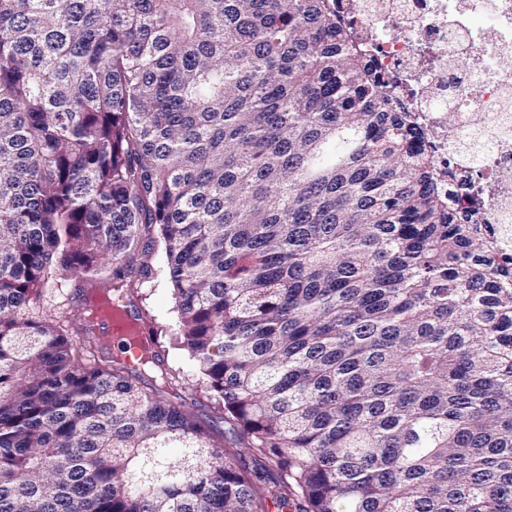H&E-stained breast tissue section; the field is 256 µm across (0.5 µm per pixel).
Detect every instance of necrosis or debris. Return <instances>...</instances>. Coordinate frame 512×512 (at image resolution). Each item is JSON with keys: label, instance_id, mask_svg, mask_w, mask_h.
Masks as SVG:
<instances>
[{"label": "necrosis or debris", "instance_id": "necrosis-or-debris-1", "mask_svg": "<svg viewBox=\"0 0 512 512\" xmlns=\"http://www.w3.org/2000/svg\"><path fill=\"white\" fill-rule=\"evenodd\" d=\"M360 47L395 75L464 223L512 257V0H342Z\"/></svg>", "mask_w": 512, "mask_h": 512}]
</instances>
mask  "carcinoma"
<instances>
[{"mask_svg":"<svg viewBox=\"0 0 512 512\" xmlns=\"http://www.w3.org/2000/svg\"><path fill=\"white\" fill-rule=\"evenodd\" d=\"M390 83L336 0H0V512H512V267ZM154 266L157 274L154 275L155 277L151 283L144 285L140 290L143 296L146 297L143 303L150 308L159 322L172 327L178 320V314L165 278V258L163 254L159 253L155 256ZM172 335L160 336L159 337V350L161 351L162 357L164 358V364L172 371L176 372L180 379L179 381L183 383H176L177 388H182L181 393L185 397L187 403L195 405L200 413L205 415L206 417H211L212 412L210 408L207 406V401L204 399V403L202 405L194 404V398H196V379L197 374L194 369L193 362L189 358L188 354L185 351L176 349L173 344Z\"/></svg>","mask_w":512,"mask_h":512,"instance_id":"obj_1","label":"carcinoma"}]
</instances>
